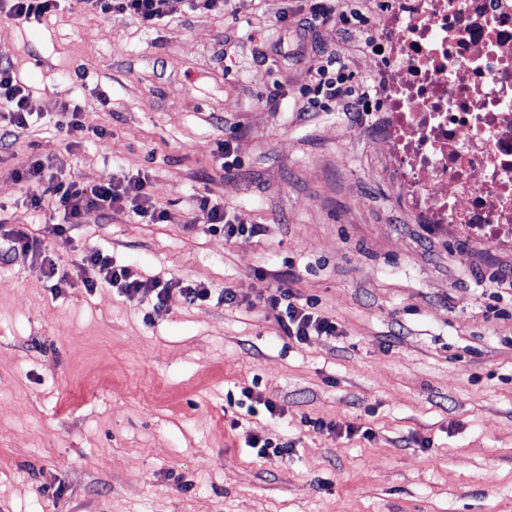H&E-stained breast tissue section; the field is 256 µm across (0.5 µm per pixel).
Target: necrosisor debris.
Segmentation results:
<instances>
[{
	"label": "necrosis or debris",
	"mask_w": 512,
	"mask_h": 512,
	"mask_svg": "<svg viewBox=\"0 0 512 512\" xmlns=\"http://www.w3.org/2000/svg\"><path fill=\"white\" fill-rule=\"evenodd\" d=\"M371 64L400 204L512 237V0H390Z\"/></svg>",
	"instance_id": "1"
}]
</instances>
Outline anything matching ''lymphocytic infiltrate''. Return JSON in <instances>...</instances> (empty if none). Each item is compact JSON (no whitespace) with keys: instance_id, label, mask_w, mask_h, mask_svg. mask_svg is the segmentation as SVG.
<instances>
[{"instance_id":"f902f5d3","label":"lymphocytic infiltrate","mask_w":512,"mask_h":512,"mask_svg":"<svg viewBox=\"0 0 512 512\" xmlns=\"http://www.w3.org/2000/svg\"><path fill=\"white\" fill-rule=\"evenodd\" d=\"M84 9L99 14L120 13L134 17L144 28L153 29L166 20L172 19L184 10L224 12L228 0H77ZM319 80L315 87L307 89L306 96L311 107L324 108L329 103L347 100L352 112H371L376 108L382 94L381 86L372 90L353 93L346 84L344 73L330 75L328 66L317 69ZM29 91L13 66L0 62V112L8 113V125H0V154L13 153L16 146V129L26 127ZM16 181L28 187V203L33 211L46 209L60 217L54 223L53 234L64 235L72 224H85L88 221H106L117 212H130L141 224H167L171 221L168 211L157 207L150 194V181L146 174L136 173L124 180L107 184L88 186L65 176L60 168L54 167L52 160H34L16 168L12 172ZM198 213L195 223L206 225L209 231L223 232L225 239L260 233L258 225L246 226L237 222L234 215L224 207L211 203L208 197L197 202ZM83 264L98 268L100 281L85 280L88 290H95L98 283H106L116 288L128 299L152 296L156 306H163L168 294L167 286L160 281H144L134 278L130 269L113 264L110 257L100 254L83 257ZM267 304L276 313V320L288 338L305 342L312 336L335 335V322L297 303L288 289H280L278 294L268 296Z\"/></svg>"}]
</instances>
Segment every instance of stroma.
Listing matches in <instances>:
<instances>
[{
  "label": "stroma",
  "instance_id": "35a3bbf8",
  "mask_svg": "<svg viewBox=\"0 0 512 512\" xmlns=\"http://www.w3.org/2000/svg\"><path fill=\"white\" fill-rule=\"evenodd\" d=\"M342 5L365 24L313 21L301 0L153 29L76 0L37 23L0 15L36 117L0 158V239L39 240L0 267V512H512V241L417 223L372 117L307 107L327 57L376 82L385 0ZM69 99L111 137L66 152ZM46 155L90 184L147 173L171 223L119 212L55 236L11 175ZM203 196L261 234L192 223ZM45 253L69 274L57 295ZM97 253L174 280L164 307L84 288L99 271L74 262ZM183 282L237 299L191 304ZM279 286L337 335L289 340L263 303ZM254 435L288 456H258Z\"/></svg>",
  "mask_w": 512,
  "mask_h": 512
}]
</instances>
